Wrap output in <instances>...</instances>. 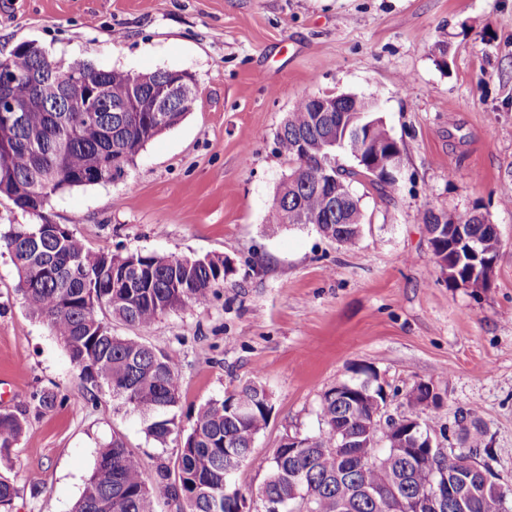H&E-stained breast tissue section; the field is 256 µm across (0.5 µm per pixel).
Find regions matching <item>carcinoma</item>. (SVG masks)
I'll use <instances>...</instances> for the list:
<instances>
[{"label": "carcinoma", "mask_w": 512, "mask_h": 512, "mask_svg": "<svg viewBox=\"0 0 512 512\" xmlns=\"http://www.w3.org/2000/svg\"><path fill=\"white\" fill-rule=\"evenodd\" d=\"M0 64L17 73L12 88L15 98H35L38 103L20 127L0 126V194L23 211L35 214L38 205L25 190L33 188L49 203L56 194L73 187L112 183L123 179L141 150L155 137L174 127L190 112L197 92L170 102L159 99L171 74L166 69L132 72L98 68L79 62L62 69L38 54L12 52ZM80 70L94 85L108 87L101 109L86 116L102 135L77 132L80 123L66 111L63 74ZM137 93L139 111L123 112L121 106ZM373 100L361 98L332 113L329 128L310 122L311 104L301 98L276 134L277 151L288 156L299 177L282 185L267 216L269 224H314L320 233L352 247L361 237L359 202L350 204L355 216L349 224L336 217V184L317 179L329 164L332 149L326 136L344 135L349 125L360 123L358 111L367 110L371 132L348 146L356 166H340L333 175L343 182L366 181L384 196L397 183L382 177L397 142L383 120L370 111ZM97 169L100 178L90 179ZM433 257L448 281L464 285L470 280L474 256L479 263L495 260L499 252L496 225L464 218L423 214ZM19 278L35 280L21 291L29 312L46 321L64 344L71 363L86 381L106 386L112 396L142 414L146 432L160 443L182 432L174 413L181 390L179 362L145 340L160 315L186 306L205 307L210 298L235 272L230 260L212 258L182 260L156 253L113 254L88 247L73 230L49 234L38 224H12L0 235ZM123 322L135 336L112 335V320ZM428 383L416 384L408 395L414 407L428 411L433 423L441 420V403L425 405ZM57 395L41 389L31 394L39 410L55 407ZM384 402L377 385L359 391L327 390L319 406L320 427L299 440V449L283 445L272 452L268 477L259 492L270 503H288V512H391L399 496L412 512H435L428 506L435 474L469 478L473 491L466 508L447 500L440 512H508L512 489L485 486L471 473L469 455L453 450L446 454L424 453L415 461L396 452L413 448L411 426L393 431L387 451L377 450L374 415ZM272 405L258 380L210 400L198 410L190 432L167 463L157 466L148 480L142 458L114 434L101 448L84 491L73 512H154L158 501H177L181 512H237L241 488L233 479L240 462H251L256 435L266 428ZM25 414L0 411V457L18 447L26 431ZM471 448L485 447V430L477 420L464 428ZM375 491L371 496L367 490ZM14 481L0 474V506L11 505Z\"/></svg>", "instance_id": "1"}]
</instances>
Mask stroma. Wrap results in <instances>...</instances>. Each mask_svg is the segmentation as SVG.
Returning a JSON list of instances; mask_svg holds the SVG:
<instances>
[{
  "mask_svg": "<svg viewBox=\"0 0 512 512\" xmlns=\"http://www.w3.org/2000/svg\"><path fill=\"white\" fill-rule=\"evenodd\" d=\"M29 41L65 65L195 77L192 111L124 179L65 190L38 219L0 195L1 232L38 220L96 250L232 260L207 307L165 313L147 337L180 361L182 423L261 379L273 413L254 453L265 457L286 435L316 433L325 391L368 366L393 415L426 418L407 397L434 383L444 447L466 450L458 419L479 420L480 458L512 487V0H0V60ZM312 94L374 99L402 148L392 196L353 187L364 213L353 247L267 221L292 169L275 135ZM476 208L500 235L484 291L447 284L421 220ZM0 385V410L27 413L0 465L17 489L9 512H71L113 434L150 473L180 446L155 441L143 417L80 378L29 314L3 248ZM38 389L59 404L32 409Z\"/></svg>",
  "mask_w": 512,
  "mask_h": 512,
  "instance_id": "1",
  "label": "stroma"
}]
</instances>
